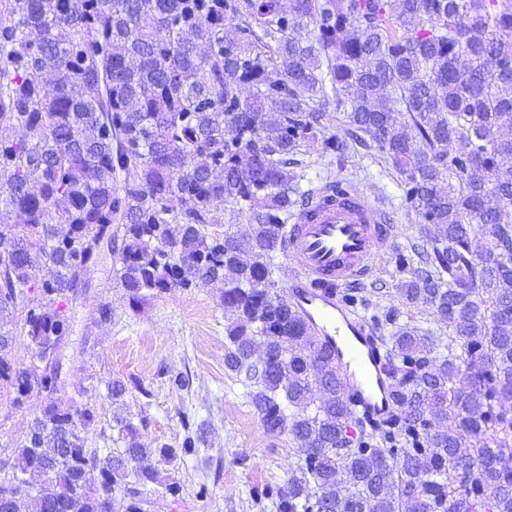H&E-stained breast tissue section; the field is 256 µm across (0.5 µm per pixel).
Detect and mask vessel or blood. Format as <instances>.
<instances>
[{
    "instance_id": "1",
    "label": "vessel or blood",
    "mask_w": 512,
    "mask_h": 512,
    "mask_svg": "<svg viewBox=\"0 0 512 512\" xmlns=\"http://www.w3.org/2000/svg\"><path fill=\"white\" fill-rule=\"evenodd\" d=\"M394 233L379 202L338 181L313 193L295 213L283 244L295 266L287 301L334 355L343 397L363 426L392 412L388 353L345 291L372 280L373 260Z\"/></svg>"
}]
</instances>
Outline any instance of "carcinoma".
<instances>
[{
  "mask_svg": "<svg viewBox=\"0 0 512 512\" xmlns=\"http://www.w3.org/2000/svg\"><path fill=\"white\" fill-rule=\"evenodd\" d=\"M331 93L442 226L397 292L452 333L382 337L394 410L356 441L334 358L272 278L308 198L296 156L340 148ZM0 128V212L23 219L0 224V383L17 404L53 397L0 481V512H21L7 499L20 488L30 512H143L147 461L195 451L188 425L181 450L146 448L117 416L122 447L102 456L85 436L94 410L58 402L56 370L12 361L16 301L45 264L22 333L34 360L59 362L63 300L108 231L134 304L223 288L225 365L297 451L276 512H512V0H292L287 13L280 0H0ZM226 205L248 234L223 230Z\"/></svg>",
  "mask_w": 512,
  "mask_h": 512,
  "instance_id": "carcinoma-1",
  "label": "carcinoma"
}]
</instances>
